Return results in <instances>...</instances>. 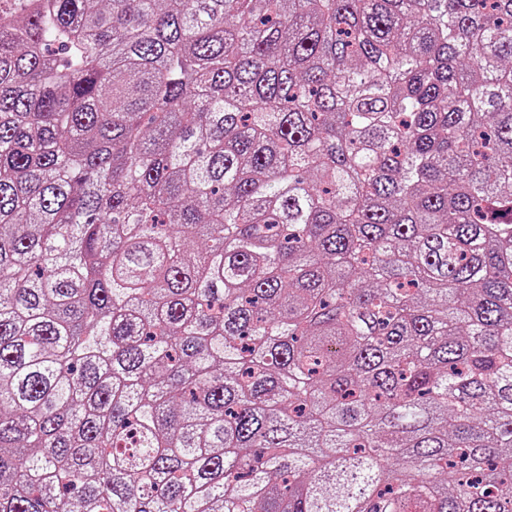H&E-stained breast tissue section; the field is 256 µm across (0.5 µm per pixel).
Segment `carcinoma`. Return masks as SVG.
<instances>
[{"instance_id": "cac0c4a2", "label": "carcinoma", "mask_w": 512, "mask_h": 512, "mask_svg": "<svg viewBox=\"0 0 512 512\" xmlns=\"http://www.w3.org/2000/svg\"><path fill=\"white\" fill-rule=\"evenodd\" d=\"M0 512H512V0H0Z\"/></svg>"}]
</instances>
